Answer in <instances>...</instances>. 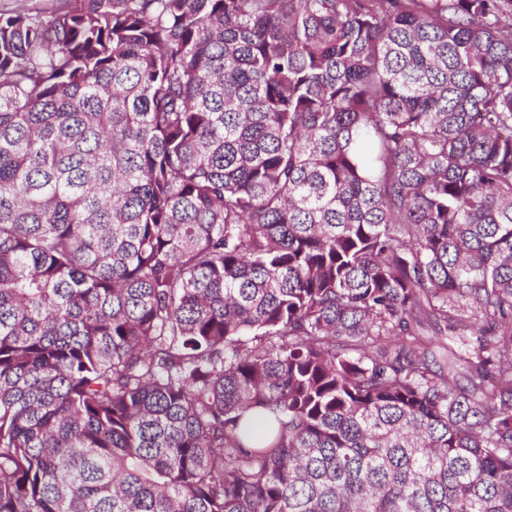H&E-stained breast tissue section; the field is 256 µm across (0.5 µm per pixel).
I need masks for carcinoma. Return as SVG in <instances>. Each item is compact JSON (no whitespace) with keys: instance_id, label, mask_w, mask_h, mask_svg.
I'll list each match as a JSON object with an SVG mask.
<instances>
[{"instance_id":"obj_1","label":"carcinoma","mask_w":512,"mask_h":512,"mask_svg":"<svg viewBox=\"0 0 512 512\" xmlns=\"http://www.w3.org/2000/svg\"><path fill=\"white\" fill-rule=\"evenodd\" d=\"M0 512H512V0L0 13Z\"/></svg>"}]
</instances>
